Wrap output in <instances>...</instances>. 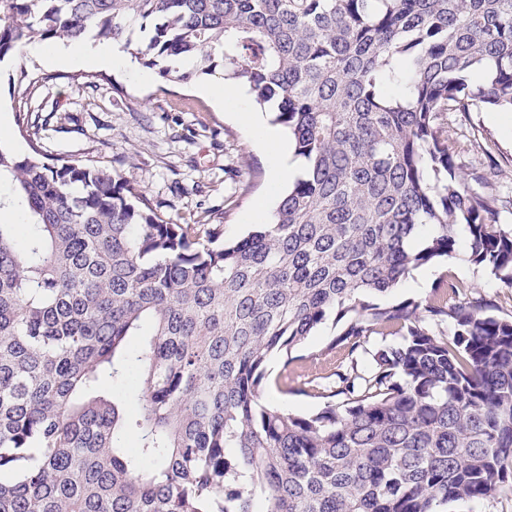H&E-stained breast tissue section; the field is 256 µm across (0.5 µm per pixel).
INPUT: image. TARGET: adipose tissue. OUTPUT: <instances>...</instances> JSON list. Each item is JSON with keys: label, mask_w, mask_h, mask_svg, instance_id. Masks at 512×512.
I'll use <instances>...</instances> for the list:
<instances>
[{"label": "adipose tissue", "mask_w": 512, "mask_h": 512, "mask_svg": "<svg viewBox=\"0 0 512 512\" xmlns=\"http://www.w3.org/2000/svg\"><path fill=\"white\" fill-rule=\"evenodd\" d=\"M23 53L50 66L110 68L124 72L137 82L152 79L150 72L137 65L129 50L114 42H100L92 38H81L65 44L36 42L25 46ZM203 91L234 112L250 128L253 138L270 158L272 185H280L298 176L299 164L293 152L276 129L265 125L250 111L237 84L219 80L204 86Z\"/></svg>", "instance_id": "1"}]
</instances>
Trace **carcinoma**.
Listing matches in <instances>:
<instances>
[{"label":"carcinoma","instance_id":"1","mask_svg":"<svg viewBox=\"0 0 512 512\" xmlns=\"http://www.w3.org/2000/svg\"><path fill=\"white\" fill-rule=\"evenodd\" d=\"M85 34L170 83H244L307 167L226 243L110 169L0 147L28 215L22 234L0 223V512H455L512 480V318L448 302L452 280L446 299L376 302L460 227L512 287V196L443 127L512 112V0H0V61ZM332 314L297 389L323 406L263 403L268 361L288 371ZM339 328L340 324H336L334 316H332L318 327L314 336H311L306 345L298 353H294L293 356L301 354L308 355L312 352H317L322 347L327 337L337 334Z\"/></svg>","mask_w":512,"mask_h":512}]
</instances>
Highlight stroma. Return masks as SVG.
<instances>
[{
    "instance_id": "obj_1",
    "label": "stroma",
    "mask_w": 512,
    "mask_h": 512,
    "mask_svg": "<svg viewBox=\"0 0 512 512\" xmlns=\"http://www.w3.org/2000/svg\"><path fill=\"white\" fill-rule=\"evenodd\" d=\"M23 66L46 78L24 98L11 87ZM93 74L95 85L85 86L73 68H50L35 58L1 61L0 113L11 129L0 146L24 156L34 141L50 159H94L179 223L204 215L223 225L228 241L269 221L277 201L269 196L268 158L232 113L202 94L204 79L173 86L158 76L136 84L106 69ZM23 112L35 119L36 137L19 131L16 121ZM444 127L462 160L490 168L493 189L512 192V126L493 121L487 112H451ZM467 257L465 241H458L453 256L434 262L423 293L398 286L385 302L429 300L447 278L461 285V297L485 295L498 302L499 316H512V288Z\"/></svg>"
}]
</instances>
